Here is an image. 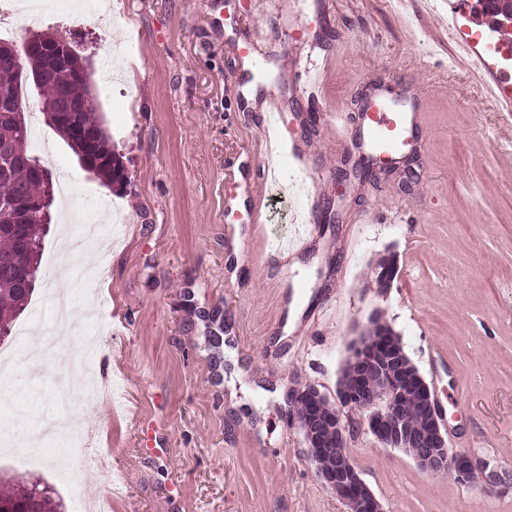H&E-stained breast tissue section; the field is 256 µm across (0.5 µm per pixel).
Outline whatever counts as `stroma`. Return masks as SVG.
Instances as JSON below:
<instances>
[{
	"label": "stroma",
	"instance_id": "35a3bbf8",
	"mask_svg": "<svg viewBox=\"0 0 512 512\" xmlns=\"http://www.w3.org/2000/svg\"><path fill=\"white\" fill-rule=\"evenodd\" d=\"M10 39L51 29L91 61L98 113L122 157L123 186L108 188L40 118L56 181L38 278L18 317L28 336L48 330L49 366L27 361L0 396V432L51 423L76 406L57 398L80 336L53 330L55 294L95 306L94 368L112 382L84 427L112 458H61L51 442L25 465L0 455V474L37 478L65 512L83 497H112V512H347L325 489L295 426L292 391L335 396L349 349L382 313L445 410L448 447L490 460L512 478V118L483 96L480 79L427 35L421 0H108L94 16L50 12L15 23ZM420 99L418 177L402 168L353 179L336 200V171L358 160L337 138L336 112L357 116L374 84ZM309 168L290 154L281 177L306 181L321 202L320 232L292 259L272 238L301 223L306 196L265 192L266 108ZM123 218L109 247L73 256L63 224L82 227L97 196ZM398 256L391 288L372 284L386 250ZM301 312L292 334L291 304ZM346 451L386 512H512V487L495 491L421 470L365 428Z\"/></svg>",
	"mask_w": 512,
	"mask_h": 512
}]
</instances>
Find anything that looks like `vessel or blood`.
I'll return each instance as SVG.
<instances>
[{
  "mask_svg": "<svg viewBox=\"0 0 512 512\" xmlns=\"http://www.w3.org/2000/svg\"><path fill=\"white\" fill-rule=\"evenodd\" d=\"M430 14L437 17V32L447 34L448 44L467 68L477 72L490 90L499 111L512 115V72L497 63L486 48L473 41L464 25L458 20L455 10L445 9L446 0H429ZM415 112L406 102L394 101L384 96L372 97L370 105L361 113V133L356 146L362 157L373 160L389 158L399 163L411 146L410 133L415 125ZM280 134L277 127H269V150L263 164L267 181H275L278 166ZM318 226L313 221L292 225L277 238L282 250L301 251L306 249L317 236Z\"/></svg>",
  "mask_w": 512,
  "mask_h": 512,
  "instance_id": "vessel-or-blood-1",
  "label": "vessel or blood"
}]
</instances>
